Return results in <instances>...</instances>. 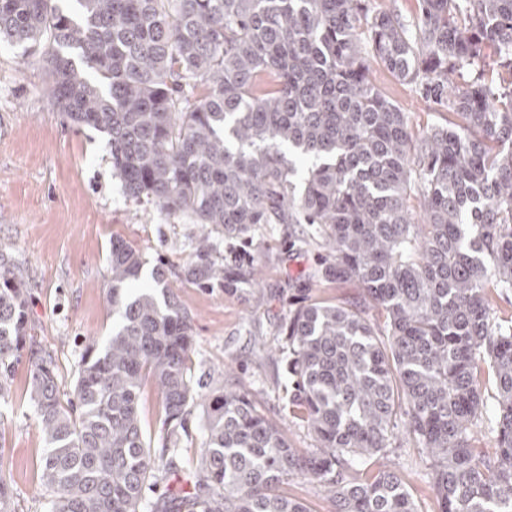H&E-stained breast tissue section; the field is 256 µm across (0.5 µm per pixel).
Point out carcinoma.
<instances>
[{"label":"carcinoma","mask_w":512,"mask_h":512,"mask_svg":"<svg viewBox=\"0 0 512 512\" xmlns=\"http://www.w3.org/2000/svg\"><path fill=\"white\" fill-rule=\"evenodd\" d=\"M59 2L0 0V43L39 55L50 101L108 137L126 196L227 236L322 225L325 276L357 281L385 328L358 304L290 316L293 414L318 442L302 454L241 389L199 394L192 321L168 275L235 279L210 233L182 270L160 265L136 290L142 255L112 239L117 321L87 342L67 397L0 246V400L27 360L50 512H309L286 492L296 478L334 512H417L397 472L369 471L399 413L440 512H512V319L493 317L489 292L512 289V0H419L413 31L366 0H73L71 14ZM374 63L460 122L413 141ZM483 380L497 390L493 459L471 433ZM148 381L157 447L140 407ZM197 405L205 438L190 463L180 445ZM0 512H15L1 469Z\"/></svg>","instance_id":"1"}]
</instances>
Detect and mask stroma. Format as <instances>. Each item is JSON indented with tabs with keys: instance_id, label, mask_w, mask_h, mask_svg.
I'll use <instances>...</instances> for the list:
<instances>
[{
	"instance_id": "1",
	"label": "stroma",
	"mask_w": 512,
	"mask_h": 512,
	"mask_svg": "<svg viewBox=\"0 0 512 512\" xmlns=\"http://www.w3.org/2000/svg\"><path fill=\"white\" fill-rule=\"evenodd\" d=\"M22 47L0 44V244L30 285L28 317L38 345L56 363L61 393L70 392L84 341L112 332L107 256L113 237L136 247L145 271L180 269L202 225L166 217L125 196L104 134L72 127L43 94L38 62L21 66ZM372 79L408 114L414 136L448 123V112L382 66ZM216 257L243 275L240 283L200 288L173 276L169 286L193 324L194 377L204 389L237 383L300 451L316 448L294 417L292 377L280 348L295 309L314 301L359 303L360 285L322 277L333 257L315 224H258L238 237L217 234ZM29 366L20 364L0 437V470L15 492L16 512H49L38 489L44 442L28 394ZM372 471L403 474L418 512H437L433 484L419 449L398 441L375 456Z\"/></svg>"
}]
</instances>
